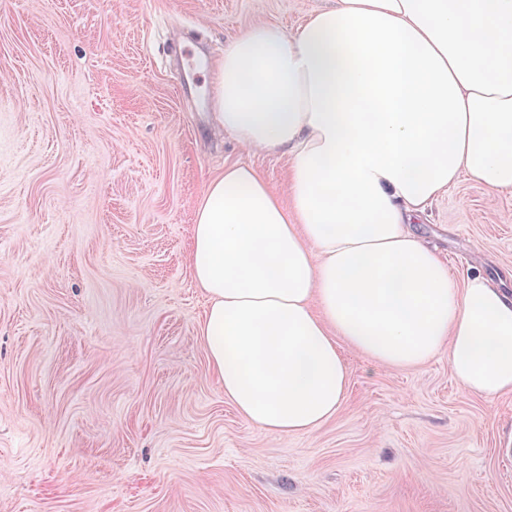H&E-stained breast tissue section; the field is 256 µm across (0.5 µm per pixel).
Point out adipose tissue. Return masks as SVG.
<instances>
[{"mask_svg":"<svg viewBox=\"0 0 512 512\" xmlns=\"http://www.w3.org/2000/svg\"><path fill=\"white\" fill-rule=\"evenodd\" d=\"M215 106L243 149L290 161L285 193L233 164L194 213L201 339L249 423L330 420L343 342L398 369L444 351L464 391L512 394V295L455 279L411 229L460 178L512 195V0H336L292 32L245 30Z\"/></svg>","mask_w":512,"mask_h":512,"instance_id":"obj_1","label":"adipose tissue"}]
</instances>
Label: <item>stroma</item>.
<instances>
[{
	"mask_svg": "<svg viewBox=\"0 0 512 512\" xmlns=\"http://www.w3.org/2000/svg\"><path fill=\"white\" fill-rule=\"evenodd\" d=\"M336 0H0V512H512V395L342 347L307 434L225 400L200 336L196 204L225 166L289 160L213 118L224 46ZM209 61L186 81L171 52ZM417 233L512 292V196L463 179Z\"/></svg>",
	"mask_w": 512,
	"mask_h": 512,
	"instance_id": "obj_1",
	"label": "stroma"
}]
</instances>
